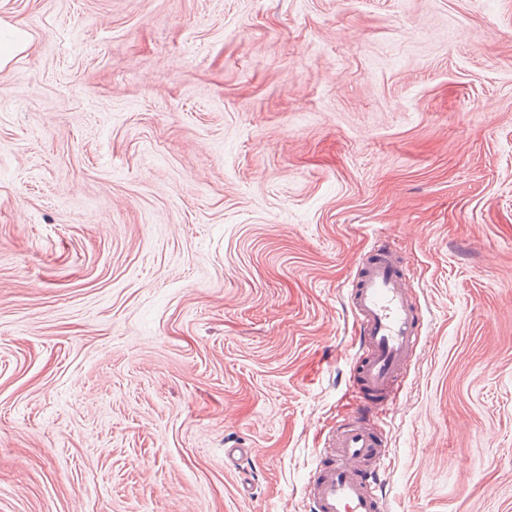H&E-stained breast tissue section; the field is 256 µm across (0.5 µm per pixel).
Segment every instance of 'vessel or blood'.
Masks as SVG:
<instances>
[{"mask_svg": "<svg viewBox=\"0 0 512 512\" xmlns=\"http://www.w3.org/2000/svg\"><path fill=\"white\" fill-rule=\"evenodd\" d=\"M407 267L381 241L351 285L361 358L352 391L360 418L333 426L306 483L309 512H383L387 452L371 419L389 416L403 369L420 340V315Z\"/></svg>", "mask_w": 512, "mask_h": 512, "instance_id": "1", "label": "vessel or blood"}]
</instances>
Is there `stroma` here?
<instances>
[{
  "instance_id": "obj_1",
  "label": "stroma",
  "mask_w": 512,
  "mask_h": 512,
  "mask_svg": "<svg viewBox=\"0 0 512 512\" xmlns=\"http://www.w3.org/2000/svg\"><path fill=\"white\" fill-rule=\"evenodd\" d=\"M0 20L33 38L0 69V512H309L380 236L423 313L386 512H512V0Z\"/></svg>"
}]
</instances>
